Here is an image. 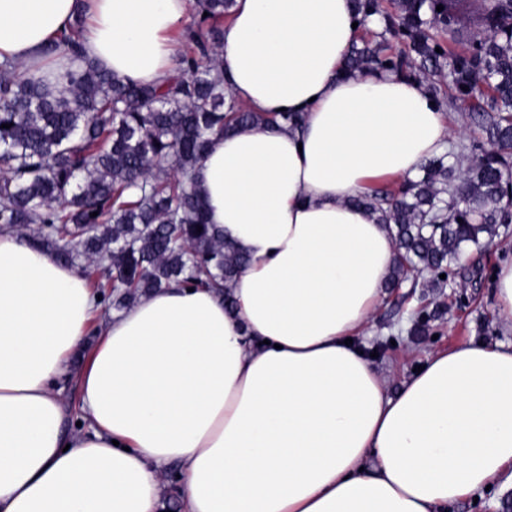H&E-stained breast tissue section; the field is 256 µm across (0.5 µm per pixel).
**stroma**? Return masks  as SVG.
<instances>
[{
  "instance_id": "35a3bbf8",
  "label": "stroma",
  "mask_w": 512,
  "mask_h": 512,
  "mask_svg": "<svg viewBox=\"0 0 512 512\" xmlns=\"http://www.w3.org/2000/svg\"><path fill=\"white\" fill-rule=\"evenodd\" d=\"M511 258L512 224H503L493 246L470 258L480 265L481 275H460L452 284L413 293L405 287L386 289L360 339L373 353L372 363L381 370L388 393H396L413 369L435 351L466 344L512 345V321L495 307L493 282L499 264ZM433 301L447 304V314L429 321L421 334H412L415 313ZM447 512H512V468L496 477L490 490L463 497Z\"/></svg>"
}]
</instances>
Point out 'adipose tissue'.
Returning <instances> with one entry per match:
<instances>
[{"instance_id":"ef3b65f1","label":"adipose tissue","mask_w":512,"mask_h":512,"mask_svg":"<svg viewBox=\"0 0 512 512\" xmlns=\"http://www.w3.org/2000/svg\"><path fill=\"white\" fill-rule=\"evenodd\" d=\"M194 3L0 0V61L62 74L44 50L82 14L89 58L158 84ZM356 20L349 0L234 2L225 87L305 122L215 138L196 168L247 258L232 306L172 287L105 318L77 269L0 232V512H162L174 463L184 512H446L512 465V348L435 352L391 396L349 342L397 256L353 200L415 179L452 136L424 83L344 72Z\"/></svg>"}]
</instances>
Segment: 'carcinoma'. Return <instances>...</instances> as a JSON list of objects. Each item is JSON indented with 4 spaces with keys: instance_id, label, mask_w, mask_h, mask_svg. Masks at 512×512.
<instances>
[{
    "instance_id": "1",
    "label": "carcinoma",
    "mask_w": 512,
    "mask_h": 512,
    "mask_svg": "<svg viewBox=\"0 0 512 512\" xmlns=\"http://www.w3.org/2000/svg\"><path fill=\"white\" fill-rule=\"evenodd\" d=\"M350 2L378 31L352 46L345 71L389 72L426 83L439 103L470 101L469 142L428 160L418 179L357 199L396 240L389 287L450 280L467 250L512 224V0H471L473 21L464 0H393L391 10ZM232 5L197 0L200 25L182 33L177 67L160 85L115 79L82 57L79 16L47 48L69 54L57 84L0 63V228L69 265L82 260L99 301L118 312L172 283L232 303L244 257L207 223L196 167L231 128L302 124L248 112L225 89L218 46ZM465 154L464 169L448 163Z\"/></svg>"
}]
</instances>
